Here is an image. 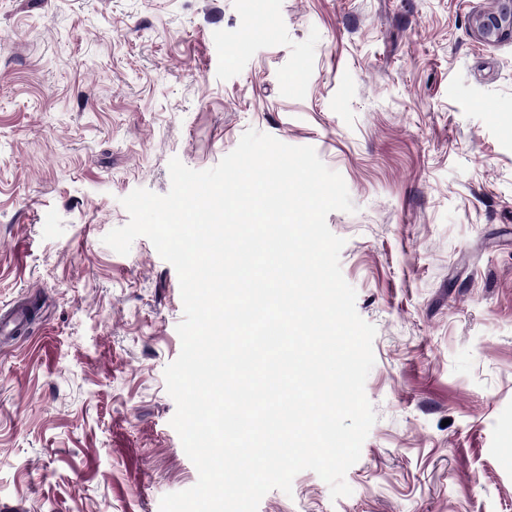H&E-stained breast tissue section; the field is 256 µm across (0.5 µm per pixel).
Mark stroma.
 I'll list each match as a JSON object with an SVG mask.
<instances>
[{"label": "stroma", "mask_w": 512, "mask_h": 512, "mask_svg": "<svg viewBox=\"0 0 512 512\" xmlns=\"http://www.w3.org/2000/svg\"><path fill=\"white\" fill-rule=\"evenodd\" d=\"M493 0H0V512H159L198 480L170 421L175 268L103 242L168 164L254 129L311 146L377 333L376 421L331 498L258 512H512V41ZM471 29L485 43L511 41L512 0H495L492 9L472 15Z\"/></svg>", "instance_id": "35a3bbf8"}]
</instances>
